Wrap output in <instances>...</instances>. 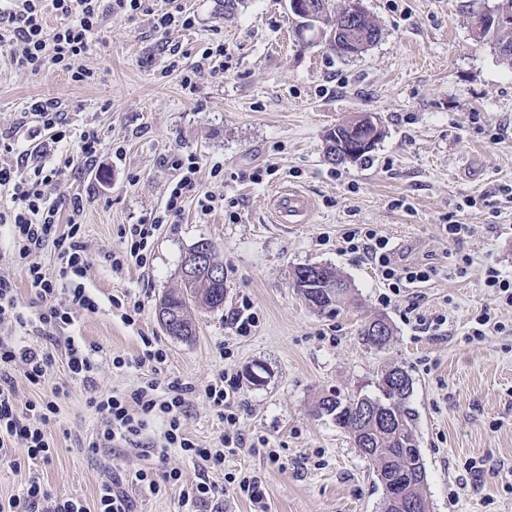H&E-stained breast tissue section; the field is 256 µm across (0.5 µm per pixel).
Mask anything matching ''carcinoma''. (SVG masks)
<instances>
[{
    "instance_id": "obj_1",
    "label": "carcinoma",
    "mask_w": 512,
    "mask_h": 512,
    "mask_svg": "<svg viewBox=\"0 0 512 512\" xmlns=\"http://www.w3.org/2000/svg\"><path fill=\"white\" fill-rule=\"evenodd\" d=\"M478 37L490 44L491 50L498 61L512 68V52L504 53L501 47L507 44L512 47V31L500 32L491 27L476 30ZM171 307L179 310L184 326L192 327L190 335H195V322L189 308L193 305L218 310L224 307V288L211 285L203 275L190 285L166 292L163 295ZM399 367L385 372L377 387L379 394H367L342 398L324 397L317 405V412L327 415L336 424L346 429L362 456L371 461L374 472L383 491V512H396L392 500L390 480L400 473H405V483L397 489L416 501L418 512L425 510L424 487L427 480L422 478L426 472L425 463L415 435L417 414L409 404L413 387L395 396L386 389V382L395 374H401ZM370 408L376 417V424L371 431H366L367 424L359 421L363 407Z\"/></svg>"
}]
</instances>
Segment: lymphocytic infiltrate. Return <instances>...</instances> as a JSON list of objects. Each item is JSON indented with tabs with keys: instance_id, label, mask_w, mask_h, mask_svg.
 <instances>
[{
	"instance_id": "lymphocytic-infiltrate-1",
	"label": "lymphocytic infiltrate",
	"mask_w": 512,
	"mask_h": 512,
	"mask_svg": "<svg viewBox=\"0 0 512 512\" xmlns=\"http://www.w3.org/2000/svg\"><path fill=\"white\" fill-rule=\"evenodd\" d=\"M152 19L155 30L170 32L176 27H191L181 5L175 4L159 12L150 0H0V54L7 55L15 70L38 74L54 69L70 73L73 81L88 83L94 78L91 69L77 66L76 61L88 53L97 36L103 14ZM59 18L54 29H47L48 16ZM35 119L28 132L32 141L48 139L58 144L70 137V130L55 101L36 100L29 106ZM6 156L0 159V194L8 198L0 206V224L9 227L11 247L0 251V325H26L30 318L20 300L11 268L22 269L31 294L43 304L37 317L49 328L44 343L26 345L15 338L0 336V450L12 471H20L22 461L32 467L22 489L0 503V512H134L127 488L144 496H156L173 490L183 512H199L200 506L217 490L208 473L224 464L226 455L243 448L244 440L235 431L237 417L233 411L239 389L235 375L221 371L204 387L174 380L161 382L157 373L166 354L157 339L142 337V348L134 357L116 355L112 366L118 370L146 369L151 373L137 386L127 390L94 392L89 405L97 415L95 431L82 442L83 448L96 454L107 448H137L145 459H165L170 449H177L186 459L199 466L196 480L187 481L176 470L155 473L145 467L133 473L113 475L111 482L98 490L95 506L77 497L57 496L49 491L37 468L49 462L54 447L49 441V428L59 421L58 397L67 394V386L54 387L51 395L42 389L52 366L56 347H63L71 381L91 388L98 363L82 337L58 339L56 329L74 325L78 316L97 313L98 296L87 288L84 278L91 257L84 242V226L79 216L83 198L72 195L52 199L71 158L62 162L34 159L27 169L8 161L12 143L0 146ZM175 172L167 189L164 211L147 224H132L123 232L124 250L106 251L104 261L112 272L122 274L129 266L146 267L157 232L168 217L180 216L188 197H196L201 214L211 212L218 202L214 192L200 191L199 163L196 157H172ZM342 249L366 260L386 282L389 293L384 303L401 295L410 286L428 282L433 267L409 264L396 266L388 237L369 227H355L344 233ZM53 249L55 264L45 267L40 257ZM22 370L35 395L25 403L16 399L13 372ZM207 401L224 420L226 429L215 442L202 443L187 434L185 422L196 399ZM24 451L23 458L10 456L13 448Z\"/></svg>"
}]
</instances>
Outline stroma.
<instances>
[{"label":"stroma","instance_id":"stroma-1","mask_svg":"<svg viewBox=\"0 0 512 512\" xmlns=\"http://www.w3.org/2000/svg\"><path fill=\"white\" fill-rule=\"evenodd\" d=\"M496 0H362L382 37L361 55H337L324 41H300L288 0H181L194 24L170 34L150 17H105L80 66L90 83L68 73L15 71L0 56V134L31 125L35 99L57 101L72 133L97 130L94 169L70 170L55 189L81 195L80 218L92 256L85 283L101 300L131 294L145 310L137 325L102 308L73 328L95 346V390L127 389L140 371L112 366L157 337L167 354L159 377L204 386L217 372L239 377L236 429L247 446L212 472L219 486L201 512H251L225 474L258 476L268 512H382L383 492L371 462L328 416L317 415L330 393L376 394L384 370L413 380L416 436L427 471L428 512H512V307L482 288L494 265L512 273V68L501 64L472 29L474 12ZM223 46L224 70L202 69L196 87L165 75L170 50L183 65ZM360 114L383 131L370 162L332 164L325 137ZM195 155L201 190L219 195L209 214L187 199L182 215L162 225L149 263L113 274L102 252L121 250L124 226L162 214L175 172L169 160ZM221 166L212 177L213 166ZM260 180H253V173ZM311 204L304 224H276L270 200L282 187ZM476 206H468L469 198ZM367 224L390 239L397 264L436 266L438 276L412 297L383 303L388 290L366 261L339 250L349 228ZM445 224H473L476 234L448 241ZM211 240L227 275L224 306L194 311L196 335L165 334L157 303L180 284L187 250ZM472 265L454 276L462 256ZM320 264L349 285L336 310L310 307L293 283L295 267ZM448 318L441 335L422 332L403 311ZM249 302L259 322L238 336L231 317ZM490 308L506 333L471 338L472 315ZM385 317L384 348L366 344L367 320ZM70 385L58 401L61 426L51 427L56 452L43 465L58 496L95 504L113 465L142 467L136 451L88 455L79 444L96 425L92 391ZM268 438L261 447L259 438ZM275 448L278 461L267 456ZM483 463L469 470L471 460Z\"/></svg>","mask_w":512,"mask_h":512}]
</instances>
